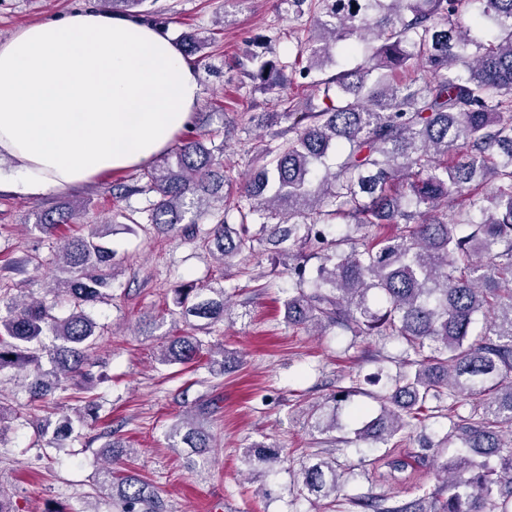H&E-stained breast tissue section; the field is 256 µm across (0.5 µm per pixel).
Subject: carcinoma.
<instances>
[{
  "instance_id": "carcinoma-1",
  "label": "carcinoma",
  "mask_w": 512,
  "mask_h": 512,
  "mask_svg": "<svg viewBox=\"0 0 512 512\" xmlns=\"http://www.w3.org/2000/svg\"><path fill=\"white\" fill-rule=\"evenodd\" d=\"M307 5L309 35L292 65L265 58L263 43L243 69L254 83L283 86L311 79L320 105L288 100L284 112H263L258 124L288 127L256 147L249 177L235 187L224 175V146L205 134L185 137L173 154L144 170L141 186L123 195L154 194L123 218L161 233L200 232L182 225L188 207L221 203L223 216L205 231L212 256L229 263L266 244L288 260L285 319L291 326L349 336L396 338L404 344L393 386L377 396L378 412L357 436L387 444L424 423L434 404L472 397L446 437L463 452L436 471L440 485L404 502L360 495L361 512H512V0H288ZM492 23L489 43L469 38L467 14ZM363 48L361 63L313 78L338 52ZM428 75H409L411 61ZM84 208L65 202L40 212L36 228L53 232ZM380 224L398 233L380 238ZM110 222L66 240L60 261L69 276L50 292L70 298L69 314H53L45 298L0 295V371H26L31 397L44 400L73 386L85 393L94 377L84 367L95 348L97 322L85 305L110 296L116 277L105 243ZM316 263H311V260ZM173 313L206 332L224 320V288L181 286ZM489 320L474 335L476 317ZM56 344L46 348L43 337ZM203 341L177 336L159 362L196 361ZM88 397L63 415L50 444L64 448L75 424L98 417ZM313 430H336V414L319 415ZM168 438L195 465L208 459L211 434L193 417ZM273 448H252L246 461L268 467ZM344 473L335 458L303 467V488L317 499L337 496ZM103 483L117 489L116 512H161L150 483L135 474Z\"/></svg>"
}]
</instances>
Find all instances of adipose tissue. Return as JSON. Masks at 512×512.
I'll return each mask as SVG.
<instances>
[{
	"mask_svg": "<svg viewBox=\"0 0 512 512\" xmlns=\"http://www.w3.org/2000/svg\"><path fill=\"white\" fill-rule=\"evenodd\" d=\"M201 96L164 31L87 8L0 41V187L37 197L149 165Z\"/></svg>",
	"mask_w": 512,
	"mask_h": 512,
	"instance_id": "1",
	"label": "adipose tissue"
}]
</instances>
